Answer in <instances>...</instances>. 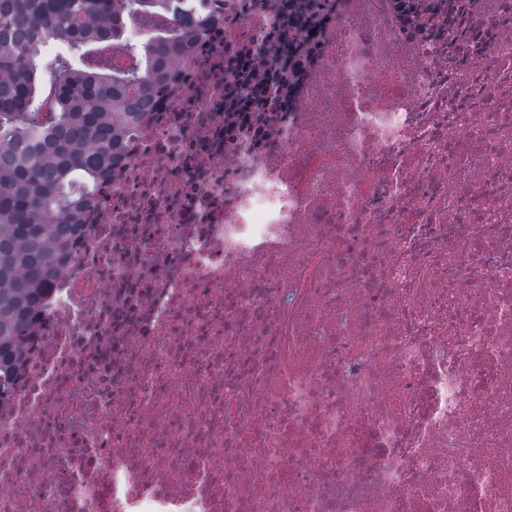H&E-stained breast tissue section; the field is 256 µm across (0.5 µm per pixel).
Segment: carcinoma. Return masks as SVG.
I'll list each match as a JSON object with an SVG mask.
<instances>
[{
  "mask_svg": "<svg viewBox=\"0 0 512 512\" xmlns=\"http://www.w3.org/2000/svg\"><path fill=\"white\" fill-rule=\"evenodd\" d=\"M188 0H0V382L20 367L31 313L69 257L70 236L96 199L165 65L190 50L214 17ZM152 31L142 43L129 28ZM49 40L86 59L56 60L44 84ZM141 59L119 73L110 49Z\"/></svg>",
  "mask_w": 512,
  "mask_h": 512,
  "instance_id": "obj_1",
  "label": "carcinoma"
}]
</instances>
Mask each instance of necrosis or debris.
I'll return each instance as SVG.
<instances>
[{
	"label": "necrosis or debris",
	"mask_w": 512,
	"mask_h": 512,
	"mask_svg": "<svg viewBox=\"0 0 512 512\" xmlns=\"http://www.w3.org/2000/svg\"><path fill=\"white\" fill-rule=\"evenodd\" d=\"M0 393V512H512V0H224Z\"/></svg>",
	"instance_id": "4bbe7bcc"
}]
</instances>
